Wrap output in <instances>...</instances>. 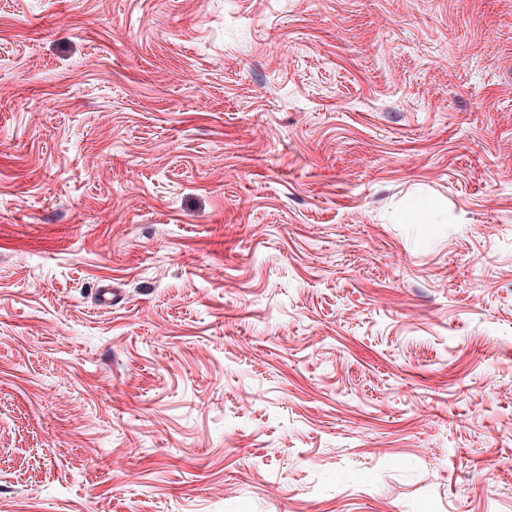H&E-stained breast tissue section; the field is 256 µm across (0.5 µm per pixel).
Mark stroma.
Listing matches in <instances>:
<instances>
[{
    "label": "stroma",
    "mask_w": 512,
    "mask_h": 512,
    "mask_svg": "<svg viewBox=\"0 0 512 512\" xmlns=\"http://www.w3.org/2000/svg\"><path fill=\"white\" fill-rule=\"evenodd\" d=\"M0 512H512V0H0Z\"/></svg>",
    "instance_id": "stroma-1"
}]
</instances>
